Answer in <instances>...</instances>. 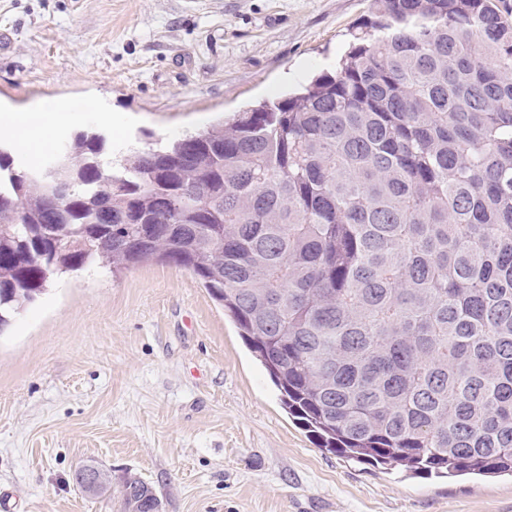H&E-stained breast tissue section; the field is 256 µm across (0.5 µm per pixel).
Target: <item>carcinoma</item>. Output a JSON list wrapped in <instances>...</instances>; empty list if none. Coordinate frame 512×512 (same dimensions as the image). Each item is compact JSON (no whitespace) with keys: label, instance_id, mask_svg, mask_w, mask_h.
<instances>
[{"label":"carcinoma","instance_id":"1","mask_svg":"<svg viewBox=\"0 0 512 512\" xmlns=\"http://www.w3.org/2000/svg\"><path fill=\"white\" fill-rule=\"evenodd\" d=\"M160 262L235 322L318 447L512 475V0H372L334 72L53 169L0 142V332L54 277ZM157 492L123 484V512Z\"/></svg>","mask_w":512,"mask_h":512}]
</instances>
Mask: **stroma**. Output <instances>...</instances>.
I'll return each instance as SVG.
<instances>
[{"instance_id": "35a3bbf8", "label": "stroma", "mask_w": 512, "mask_h": 512, "mask_svg": "<svg viewBox=\"0 0 512 512\" xmlns=\"http://www.w3.org/2000/svg\"><path fill=\"white\" fill-rule=\"evenodd\" d=\"M370 0H0V110L54 99L113 159L199 133L331 72ZM97 462L164 512H512V477L418 479L317 447L189 272L144 263L54 282L0 334V495L11 512H121L74 482Z\"/></svg>"}]
</instances>
